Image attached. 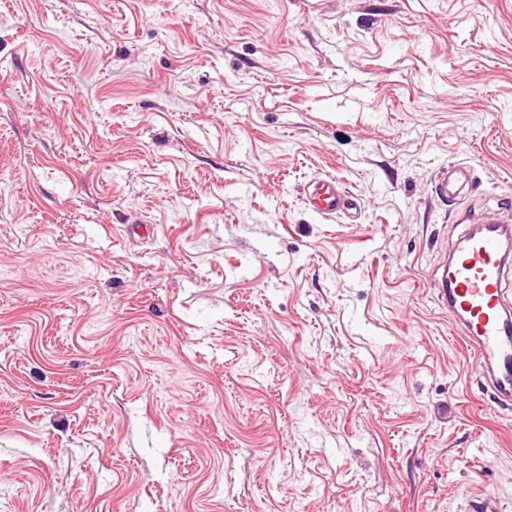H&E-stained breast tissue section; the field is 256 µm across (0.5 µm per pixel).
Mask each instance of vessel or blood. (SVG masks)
Masks as SVG:
<instances>
[{
  "label": "vessel or blood",
  "instance_id": "obj_1",
  "mask_svg": "<svg viewBox=\"0 0 512 512\" xmlns=\"http://www.w3.org/2000/svg\"><path fill=\"white\" fill-rule=\"evenodd\" d=\"M468 180L466 168L452 166L434 177L431 192L455 201ZM308 200L323 217L357 207L355 198L326 180L309 184ZM508 237L512 225L503 222L467 225L436 279L438 299L461 331L460 341L473 356L476 374L501 410L512 409V295L507 292L512 253L504 247Z\"/></svg>",
  "mask_w": 512,
  "mask_h": 512
}]
</instances>
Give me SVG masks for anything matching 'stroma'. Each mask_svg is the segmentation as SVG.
I'll return each mask as SVG.
<instances>
[{"instance_id": "1", "label": "stroma", "mask_w": 512, "mask_h": 512, "mask_svg": "<svg viewBox=\"0 0 512 512\" xmlns=\"http://www.w3.org/2000/svg\"><path fill=\"white\" fill-rule=\"evenodd\" d=\"M500 208L512 0H0V512H512L431 286ZM469 180V172L464 167L448 166L431 182V192L440 199L457 201L461 198L464 185ZM308 200L315 213L331 217L338 212L357 209V201L341 192L331 181H313L308 186Z\"/></svg>"}]
</instances>
